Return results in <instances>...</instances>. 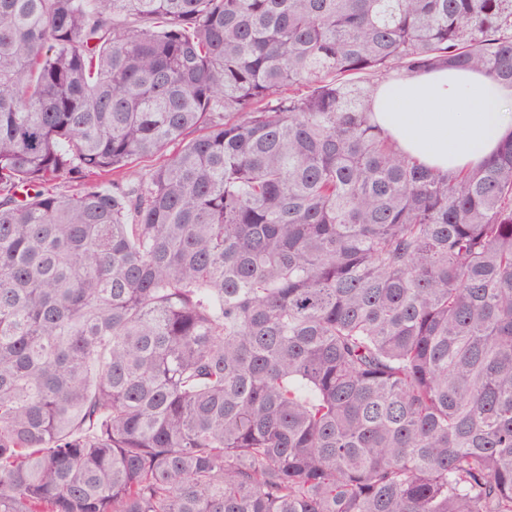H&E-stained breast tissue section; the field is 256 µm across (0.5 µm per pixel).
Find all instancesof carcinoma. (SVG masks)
Returning a JSON list of instances; mask_svg holds the SVG:
<instances>
[{"label": "carcinoma", "instance_id": "cac0c4a2", "mask_svg": "<svg viewBox=\"0 0 512 512\" xmlns=\"http://www.w3.org/2000/svg\"><path fill=\"white\" fill-rule=\"evenodd\" d=\"M441 68L512 0H0V512H512V137L372 120Z\"/></svg>", "mask_w": 512, "mask_h": 512}]
</instances>
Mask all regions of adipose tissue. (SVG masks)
I'll return each instance as SVG.
<instances>
[{
	"mask_svg": "<svg viewBox=\"0 0 512 512\" xmlns=\"http://www.w3.org/2000/svg\"><path fill=\"white\" fill-rule=\"evenodd\" d=\"M372 110L400 151L448 174L477 167L512 136V89L479 72L392 76Z\"/></svg>",
	"mask_w": 512,
	"mask_h": 512,
	"instance_id": "obj_1",
	"label": "adipose tissue"
}]
</instances>
